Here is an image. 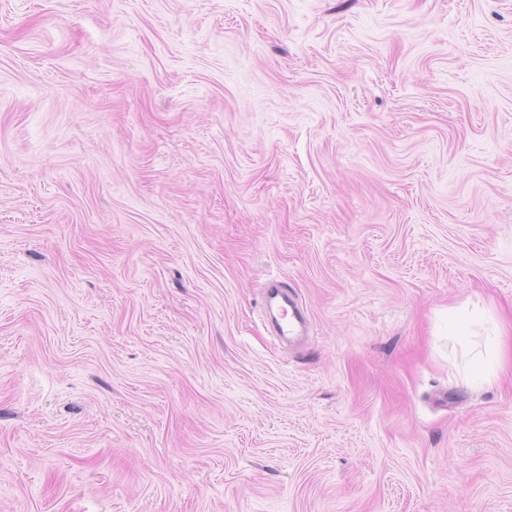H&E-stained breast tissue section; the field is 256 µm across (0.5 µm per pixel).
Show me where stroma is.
<instances>
[{
	"label": "stroma",
	"instance_id": "35a3bbf8",
	"mask_svg": "<svg viewBox=\"0 0 512 512\" xmlns=\"http://www.w3.org/2000/svg\"><path fill=\"white\" fill-rule=\"evenodd\" d=\"M0 512H512V0H0ZM265 304L271 308H276L283 314L284 321L278 325V336L298 335L306 329V321L302 316L295 314L289 315L292 308V300L288 292L283 288H270L265 297ZM286 313V315H284Z\"/></svg>",
	"mask_w": 512,
	"mask_h": 512
}]
</instances>
